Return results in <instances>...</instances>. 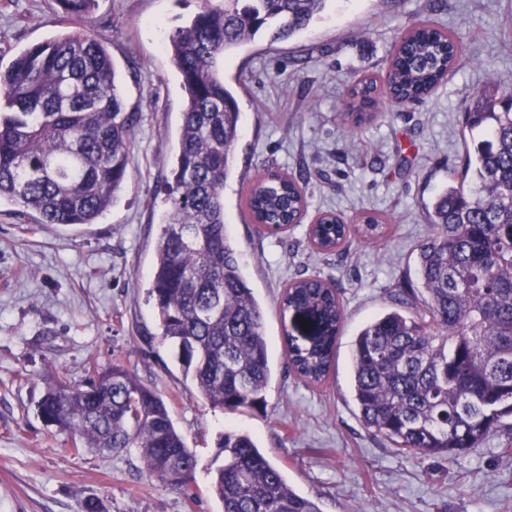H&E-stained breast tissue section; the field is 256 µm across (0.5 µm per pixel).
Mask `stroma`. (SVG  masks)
Masks as SVG:
<instances>
[{
	"label": "stroma",
	"instance_id": "1",
	"mask_svg": "<svg viewBox=\"0 0 512 512\" xmlns=\"http://www.w3.org/2000/svg\"><path fill=\"white\" fill-rule=\"evenodd\" d=\"M201 5L98 0L93 24L135 123L126 178L96 223L70 231L18 219L15 204H0V512H85L90 501L100 512H222L210 480L227 430L249 433L321 512H512V431L453 462L416 459L367 430L352 397L356 333L394 310L397 289L417 285L431 202L463 178L474 146L463 119L474 93L512 90V0H328L292 39L260 35L226 54L241 132L224 222L266 312L272 371L265 410L233 414L211 409L185 380L147 294L185 108L166 45ZM423 17L458 33L461 65L424 102H382L376 119L346 132L349 85L382 77L398 38ZM61 30L55 0H0V54ZM268 167L308 180L307 213L284 235L262 232L240 202ZM329 210L351 222L385 216L386 234L316 253L308 226ZM313 274L332 278L345 309L335 368L317 385L294 374L282 340L286 330L304 335L301 318L277 309L289 281ZM92 361L122 363L164 400L198 460L187 488L150 478L137 451L76 453L70 437L46 428L37 408L45 376L59 369L79 381Z\"/></svg>",
	"mask_w": 512,
	"mask_h": 512
}]
</instances>
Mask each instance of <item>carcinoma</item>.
Wrapping results in <instances>:
<instances>
[{
    "label": "carcinoma",
    "mask_w": 512,
    "mask_h": 512,
    "mask_svg": "<svg viewBox=\"0 0 512 512\" xmlns=\"http://www.w3.org/2000/svg\"><path fill=\"white\" fill-rule=\"evenodd\" d=\"M327 0H211L169 37L167 51L186 95L174 185L159 225L148 291L161 338L199 398L213 409L261 410L271 367L265 312L243 276L224 224V184L239 138L240 110L224 86V56L259 33L271 41L305 30ZM80 27L34 44L0 69V200L38 224L96 223L127 175L134 115L119 74L91 24L97 0H56ZM460 61L457 33L424 19L394 46L383 83L364 78L351 96L362 108L384 95L401 104L428 96ZM466 124L487 136L467 153L468 183L435 198L431 236L418 245L420 288L399 290L401 306L366 323L352 353V392L364 426L419 458L451 460L476 448L512 417V92L476 93ZM247 210L262 228L284 232L307 208L306 190L286 174L252 179ZM369 241L382 220L362 218ZM349 225L326 213L310 225L314 247L341 246ZM281 312L316 322L312 335L284 333L288 361L309 384L328 376L344 322L329 278L293 281ZM76 383L47 376L42 420L71 435L76 450H138L146 472L181 490L198 461L165 402L119 363L95 362ZM211 476L223 512H321L296 493L244 432L218 443Z\"/></svg>",
    "instance_id": "obj_1"
}]
</instances>
